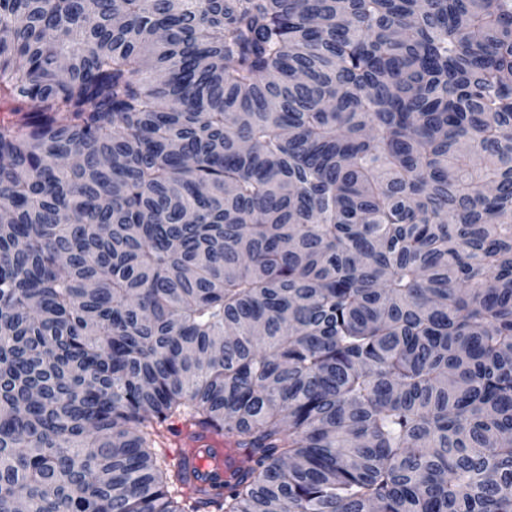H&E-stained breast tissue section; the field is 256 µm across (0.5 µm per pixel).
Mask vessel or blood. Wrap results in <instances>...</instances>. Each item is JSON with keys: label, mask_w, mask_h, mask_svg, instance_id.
I'll use <instances>...</instances> for the list:
<instances>
[{"label": "vessel or blood", "mask_w": 512, "mask_h": 512, "mask_svg": "<svg viewBox=\"0 0 512 512\" xmlns=\"http://www.w3.org/2000/svg\"><path fill=\"white\" fill-rule=\"evenodd\" d=\"M174 454L186 469L189 488L197 493L208 489L214 477L233 480L243 464L233 443L200 429L183 433Z\"/></svg>", "instance_id": "b4317fda"}]
</instances>
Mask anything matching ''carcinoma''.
<instances>
[{
  "mask_svg": "<svg viewBox=\"0 0 512 512\" xmlns=\"http://www.w3.org/2000/svg\"><path fill=\"white\" fill-rule=\"evenodd\" d=\"M4 103L0 512H512V0H0ZM174 455L185 467L187 486L195 493L208 489L216 476L233 480L243 465L242 452L222 437L201 429L183 432Z\"/></svg>",
  "mask_w": 512,
  "mask_h": 512,
  "instance_id": "cac0c4a2",
  "label": "carcinoma"
}]
</instances>
